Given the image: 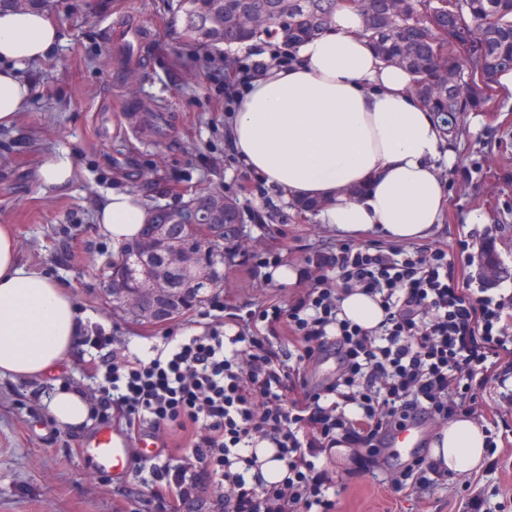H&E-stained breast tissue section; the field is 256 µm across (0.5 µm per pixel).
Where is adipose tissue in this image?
Returning <instances> with one entry per match:
<instances>
[{
    "label": "adipose tissue",
    "mask_w": 512,
    "mask_h": 512,
    "mask_svg": "<svg viewBox=\"0 0 512 512\" xmlns=\"http://www.w3.org/2000/svg\"><path fill=\"white\" fill-rule=\"evenodd\" d=\"M363 17L340 4L331 32L301 44L287 66L268 64L227 118L240 160L289 199L322 201L324 223L350 237L379 233L397 242L427 237L447 203L439 162L453 163L445 137L411 92L412 78L382 62L362 34ZM60 29L37 8L0 6V127L31 99L27 65L47 59ZM364 186L363 194L351 190ZM153 211L129 189L98 207L101 232L125 247ZM81 315L69 292L37 266L21 262L11 232L0 227V377L39 381L54 375L77 345ZM51 419L83 426L85 396L56 386ZM449 476L479 470L486 438L468 415L449 420L432 442Z\"/></svg>",
    "instance_id": "adipose-tissue-1"
}]
</instances>
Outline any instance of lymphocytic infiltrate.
<instances>
[{"mask_svg": "<svg viewBox=\"0 0 512 512\" xmlns=\"http://www.w3.org/2000/svg\"><path fill=\"white\" fill-rule=\"evenodd\" d=\"M306 289L288 307L246 310L225 303L224 320L152 357L85 338L96 414L136 437L151 432L166 458L150 462L149 502L178 512L216 489L221 512H335L336 448L353 449L354 473L368 472L390 434L417 416L442 422L474 405L488 372L512 374V293L476 298L440 248L368 246L319 251L300 270ZM378 298L384 319L367 330L339 318L343 293ZM287 324L286 349L266 329ZM345 350L330 385L310 387L306 367L329 342ZM269 442L286 467L254 484L253 449Z\"/></svg>", "mask_w": 512, "mask_h": 512, "instance_id": "obj_1", "label": "lymphocytic infiltrate"}]
</instances>
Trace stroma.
<instances>
[{"mask_svg":"<svg viewBox=\"0 0 512 512\" xmlns=\"http://www.w3.org/2000/svg\"><path fill=\"white\" fill-rule=\"evenodd\" d=\"M170 0H40L63 40L45 60L28 66L31 101L12 127L0 128V225L12 228L21 259L67 287L90 326L104 327L116 351L142 352L155 338L200 331L222 321L225 297L255 309L288 305L299 281L255 278L249 268L282 257L299 270L308 256L345 245L318 215L298 214L284 190H251L224 124V81L208 79L202 47L186 43ZM136 25L144 39L137 63L118 62L117 32ZM450 141L455 160L440 164L448 188L443 221L418 247L454 256L461 281L489 294L512 290V92L496 85L482 111L462 114ZM75 175L64 188L37 180L38 168L60 151ZM133 189L151 207L177 208L191 194L237 197L247 217L224 266V285L197 308L164 324L138 323L104 288L116 257L101 235L97 205L116 185ZM468 240L472 261L458 257ZM494 240L509 274L485 286L475 259ZM39 385L0 378V512H131L145 489L136 476L97 470L82 451L100 417L73 431L53 424L38 402ZM470 416L495 430L488 463L458 478L394 491L389 483L407 451L384 449L372 475L346 481L336 512H512V379L491 377Z\"/></svg>","mask_w":512,"mask_h":512,"instance_id":"obj_1","label":"stroma"}]
</instances>
